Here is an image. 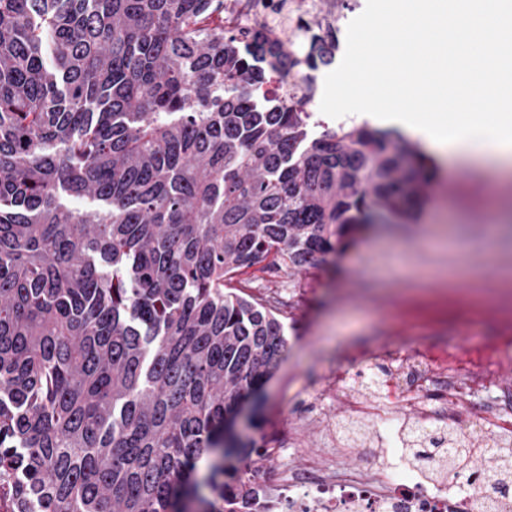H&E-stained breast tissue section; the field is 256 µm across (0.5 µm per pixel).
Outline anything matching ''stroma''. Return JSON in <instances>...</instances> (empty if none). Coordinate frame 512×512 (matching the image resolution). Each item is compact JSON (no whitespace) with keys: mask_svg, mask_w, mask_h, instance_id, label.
I'll list each match as a JSON object with an SVG mask.
<instances>
[{"mask_svg":"<svg viewBox=\"0 0 512 512\" xmlns=\"http://www.w3.org/2000/svg\"><path fill=\"white\" fill-rule=\"evenodd\" d=\"M245 280L278 308L288 347L239 432L278 429L302 446L258 461L267 485L314 461L369 473L384 463L369 420L357 446L324 445L327 424L353 417L329 372L365 370L359 351L396 358L427 346L512 391V181L484 168L440 172L411 223L374 225L320 267Z\"/></svg>","mask_w":512,"mask_h":512,"instance_id":"35a3bbf8","label":"stroma"}]
</instances>
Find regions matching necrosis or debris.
I'll list each match as a JSON object with an SVG mask.
<instances>
[{"instance_id": "necrosis-or-debris-1", "label": "necrosis or debris", "mask_w": 512, "mask_h": 512, "mask_svg": "<svg viewBox=\"0 0 512 512\" xmlns=\"http://www.w3.org/2000/svg\"><path fill=\"white\" fill-rule=\"evenodd\" d=\"M324 6V0H306L302 6L296 0H224V28L247 40L259 26L270 41L278 43L299 27L301 9ZM304 54V47L298 46L283 56L264 92L303 105L310 112L317 103V74L304 65ZM369 372L386 386L385 400L373 404L369 411L379 446H389L404 426L402 418L388 407L389 399L398 396L407 397L418 418L439 417L442 427L457 428L466 436L483 432V425L470 420L467 404L479 393H492L488 378L449 371L420 347L411 348L400 359L372 363ZM424 472V466L412 467L398 459L381 467L374 483L355 468L335 475L326 473L319 479L289 475L270 487L265 512H499L486 489L452 494L444 487L431 488Z\"/></svg>"}]
</instances>
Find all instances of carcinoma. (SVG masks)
<instances>
[{
	"label": "carcinoma",
	"instance_id": "cac0c4a2",
	"mask_svg": "<svg viewBox=\"0 0 512 512\" xmlns=\"http://www.w3.org/2000/svg\"><path fill=\"white\" fill-rule=\"evenodd\" d=\"M224 0H0V512H261L233 424L287 346L226 281L403 219L435 171L388 131L261 92L284 48ZM310 67L330 65L310 38ZM413 456L505 494L512 450ZM211 458L199 494L197 462Z\"/></svg>",
	"mask_w": 512,
	"mask_h": 512
}]
</instances>
